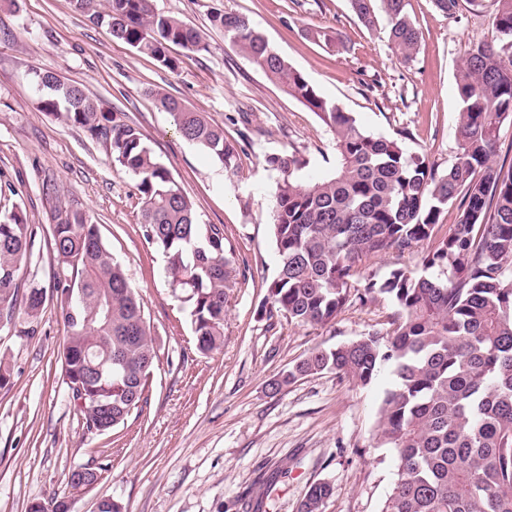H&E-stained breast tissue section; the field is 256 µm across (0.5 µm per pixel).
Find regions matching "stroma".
Returning <instances> with one entry per match:
<instances>
[{"label": "stroma", "instance_id": "1", "mask_svg": "<svg viewBox=\"0 0 512 512\" xmlns=\"http://www.w3.org/2000/svg\"><path fill=\"white\" fill-rule=\"evenodd\" d=\"M419 31L411 61L384 28H365L349 0H154L158 11L204 34L205 48L172 47L161 66L75 12L69 0H0V211L20 206L36 236L28 278L51 287L58 259L52 226L63 210L83 209L142 298L159 361L143 410L112 432L87 433L62 381L67 330L54 296L29 338L0 340L12 367L0 386V512L63 494L69 472L102 465L98 483L71 512H95L100 499L123 512H299L312 483L334 491L325 512H381L397 478L391 449L376 447L378 408L395 377L383 369L369 386L332 371L271 393L268 384L317 348L388 329L396 309L385 297L345 308L326 326L270 313L267 287L278 255L272 201L281 178L266 158L306 160L303 177L326 174L335 146L308 107L254 67L211 22L214 13L250 18L271 46L316 91L351 112L365 131L424 155L439 170L456 157L455 76L471 43H492L487 12L461 5L455 17L431 0H405ZM337 30L342 49L308 33ZM51 72L80 85L106 111L137 127L191 199L198 223L223 226L241 277L224 315V344L195 347L186 306L173 291L162 252L141 229L133 175L82 129L39 108L34 75ZM161 88L223 126L237 144L232 168L184 140L151 95ZM432 242L367 261L361 276L421 269Z\"/></svg>", "mask_w": 512, "mask_h": 512}]
</instances>
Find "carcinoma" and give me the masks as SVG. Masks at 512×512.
Segmentation results:
<instances>
[{"label":"carcinoma","mask_w":512,"mask_h":512,"mask_svg":"<svg viewBox=\"0 0 512 512\" xmlns=\"http://www.w3.org/2000/svg\"><path fill=\"white\" fill-rule=\"evenodd\" d=\"M89 21L173 69V45L204 48L201 33L156 10L153 0H71ZM405 0H350L367 28L379 15L405 60L419 32ZM486 10L497 43L474 42L456 74L460 103L456 161L438 171L425 157L364 131L354 116L321 97L242 14L212 22L268 78L315 112L335 142L332 170L301 180L306 162L270 156L282 173L273 200L272 235L278 271L267 303L297 324L325 325L345 306L386 296L397 308L391 328L332 349H316L270 383L272 392L306 375L336 372L358 386L381 369L396 382L379 409L377 443L399 461L382 512H512V164L497 163L502 127L512 122V0H468ZM40 110L109 144L112 160L138 179L145 239L167 258L171 286L181 294L196 349L224 343V308L239 266L224 230L196 222L193 203L154 156L141 132L106 112L82 88L57 75L36 74ZM188 142L226 168L235 146L224 128L161 89L152 91ZM459 220L423 260V272L395 268L382 281L355 287L370 258L411 251L431 239L444 208ZM36 232L22 210L0 214V321L28 326L45 292L25 279ZM59 270L52 293L68 336L63 375L86 430L105 434L147 401L158 354L141 297L102 240L98 226L73 210L54 225ZM121 363L97 370L107 353ZM327 482L312 484L299 512H323ZM67 495L35 501L28 512H67Z\"/></svg>","instance_id":"obj_1"}]
</instances>
